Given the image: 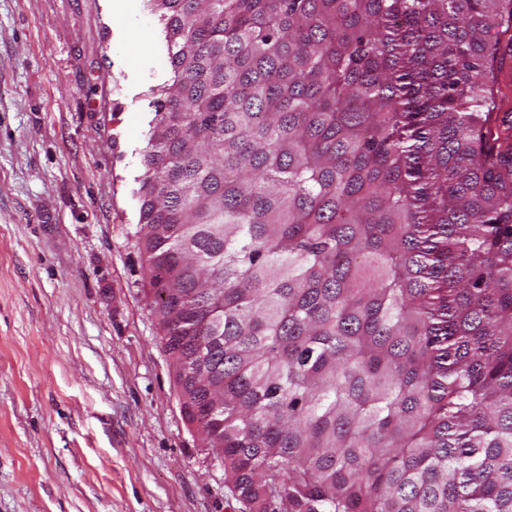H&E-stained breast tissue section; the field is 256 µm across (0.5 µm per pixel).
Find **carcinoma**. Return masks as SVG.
Wrapping results in <instances>:
<instances>
[{"label": "carcinoma", "instance_id": "cac0c4a2", "mask_svg": "<svg viewBox=\"0 0 512 512\" xmlns=\"http://www.w3.org/2000/svg\"><path fill=\"white\" fill-rule=\"evenodd\" d=\"M137 243L239 512H512V0H151Z\"/></svg>", "mask_w": 512, "mask_h": 512}]
</instances>
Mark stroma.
<instances>
[{
    "instance_id": "stroma-1",
    "label": "stroma",
    "mask_w": 512,
    "mask_h": 512,
    "mask_svg": "<svg viewBox=\"0 0 512 512\" xmlns=\"http://www.w3.org/2000/svg\"><path fill=\"white\" fill-rule=\"evenodd\" d=\"M149 0H0V512H238L177 395L135 233Z\"/></svg>"
}]
</instances>
